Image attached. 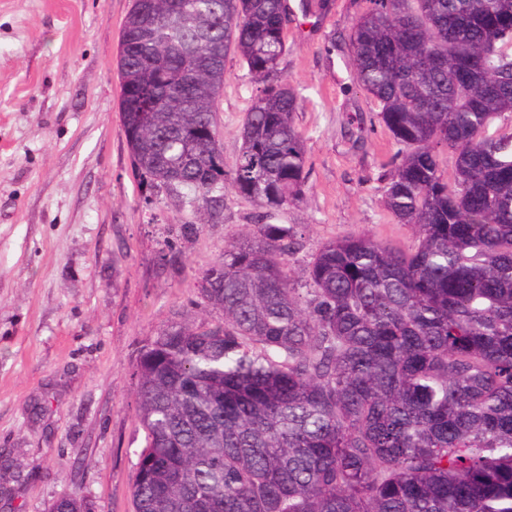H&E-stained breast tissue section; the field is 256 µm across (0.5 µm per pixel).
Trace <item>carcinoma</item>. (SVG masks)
<instances>
[{"label": "carcinoma", "mask_w": 512, "mask_h": 512, "mask_svg": "<svg viewBox=\"0 0 512 512\" xmlns=\"http://www.w3.org/2000/svg\"><path fill=\"white\" fill-rule=\"evenodd\" d=\"M289 21L287 0H132L122 25L141 188L194 216L229 190L263 209L199 279L222 320L140 349L135 512H512V128L488 133L512 103V0H369L353 79L398 145L378 180L415 243L332 239L297 278L294 228L265 222L307 187L300 98L277 77ZM231 52L256 89L228 166Z\"/></svg>", "instance_id": "obj_1"}]
</instances>
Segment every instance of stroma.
<instances>
[{"label":"stroma","instance_id":"1","mask_svg":"<svg viewBox=\"0 0 512 512\" xmlns=\"http://www.w3.org/2000/svg\"><path fill=\"white\" fill-rule=\"evenodd\" d=\"M131 0H0V512H133L140 348L170 322L214 325L198 288L256 206L227 192L184 234L165 192L130 166L116 75ZM280 69L299 93L308 189L271 221L295 228L301 272L327 241L368 233L408 247L378 176L397 152L352 81L349 34L367 0H288ZM255 85L236 55L218 103L225 163Z\"/></svg>","mask_w":512,"mask_h":512}]
</instances>
